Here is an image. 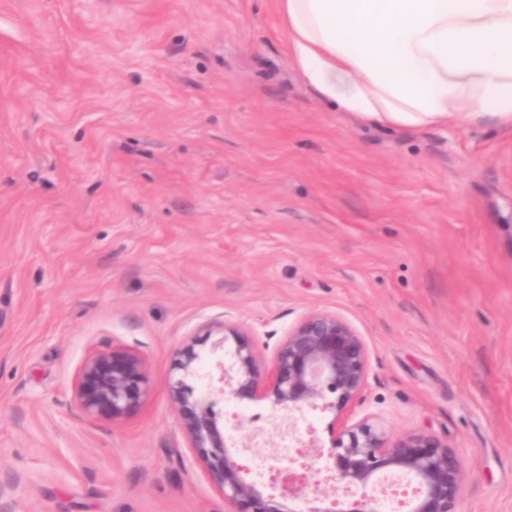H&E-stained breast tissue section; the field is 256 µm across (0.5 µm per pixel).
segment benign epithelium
<instances>
[{
  "label": "benign epithelium",
  "mask_w": 512,
  "mask_h": 512,
  "mask_svg": "<svg viewBox=\"0 0 512 512\" xmlns=\"http://www.w3.org/2000/svg\"><path fill=\"white\" fill-rule=\"evenodd\" d=\"M219 340L210 354L226 350L233 341L234 361L217 357L212 368L200 373L203 357L197 340L176 349L172 360L175 377L169 395L187 435L194 459L210 483L224 496L228 512H294L290 502L308 486L306 476L288 469L282 491L265 495L242 476L236 444L224 433L223 413L216 410L214 395L236 400H268L293 414L305 407L332 413L329 457L334 461L332 479L346 491L361 492L349 512H381L372 494L380 478L404 474L417 482L409 512H455L463 491L465 463L458 454L431 434L406 433L393 441L370 417L352 421V408L367 375L364 343L357 331L340 316L315 311L302 317L280 341L272 366L261 371L248 333L226 320L212 329ZM207 378L221 386L197 394L189 380ZM148 394L143 358L132 351L105 348L84 363L75 383V398L89 417L121 422L133 414Z\"/></svg>",
  "instance_id": "7a95c632"
}]
</instances>
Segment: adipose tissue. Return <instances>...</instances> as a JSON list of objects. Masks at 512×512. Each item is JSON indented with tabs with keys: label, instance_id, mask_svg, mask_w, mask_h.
<instances>
[{
	"label": "adipose tissue",
	"instance_id": "ef3b65f1",
	"mask_svg": "<svg viewBox=\"0 0 512 512\" xmlns=\"http://www.w3.org/2000/svg\"><path fill=\"white\" fill-rule=\"evenodd\" d=\"M289 50L341 111L422 127L512 123V0H277Z\"/></svg>",
	"mask_w": 512,
	"mask_h": 512
}]
</instances>
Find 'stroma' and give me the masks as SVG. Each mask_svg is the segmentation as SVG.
Returning a JSON list of instances; mask_svg holds the SVG:
<instances>
[{
    "instance_id": "stroma-1",
    "label": "stroma",
    "mask_w": 512,
    "mask_h": 512,
    "mask_svg": "<svg viewBox=\"0 0 512 512\" xmlns=\"http://www.w3.org/2000/svg\"><path fill=\"white\" fill-rule=\"evenodd\" d=\"M336 313L364 341L354 419L464 459L456 512H512V124L424 129L321 102L275 0H0V484L12 512H225L168 391L214 322L261 368L288 327ZM140 354L127 420L74 386L106 347ZM248 481L286 428L330 413L219 403ZM295 512H350L329 457ZM328 497H316V490Z\"/></svg>"
}]
</instances>
